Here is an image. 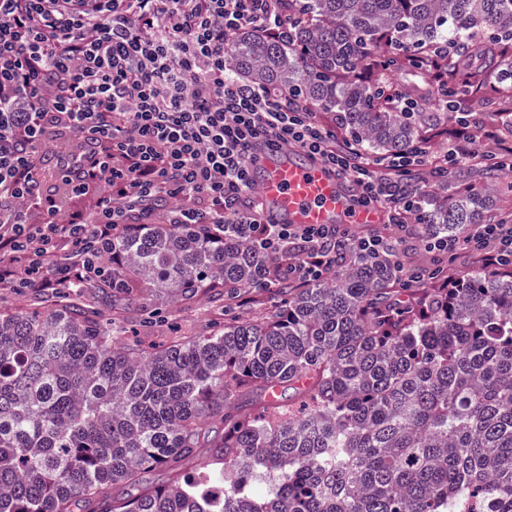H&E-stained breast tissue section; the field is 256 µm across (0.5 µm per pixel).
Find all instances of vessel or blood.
<instances>
[{
    "instance_id": "1",
    "label": "vessel or blood",
    "mask_w": 512,
    "mask_h": 512,
    "mask_svg": "<svg viewBox=\"0 0 512 512\" xmlns=\"http://www.w3.org/2000/svg\"><path fill=\"white\" fill-rule=\"evenodd\" d=\"M251 171L267 211L283 224H377L374 208L354 203L346 182L297 149L257 143Z\"/></svg>"
}]
</instances>
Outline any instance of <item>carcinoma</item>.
<instances>
[{"instance_id":"cac0c4a2","label":"carcinoma","mask_w":512,"mask_h":512,"mask_svg":"<svg viewBox=\"0 0 512 512\" xmlns=\"http://www.w3.org/2000/svg\"><path fill=\"white\" fill-rule=\"evenodd\" d=\"M282 3L288 35L240 30L230 66L335 113L369 153L405 155L441 112L512 90V0ZM434 59L435 111H397L386 74L428 78ZM436 186L419 242L494 223L481 189ZM401 257L342 251L330 277L296 287L237 224H144L102 249L104 278L0 310V512H512V268L450 281L436 265L399 288ZM267 276L272 310L256 319L118 341L137 298L225 302ZM157 468L164 485L145 479ZM114 485L132 493L105 496Z\"/></svg>"}]
</instances>
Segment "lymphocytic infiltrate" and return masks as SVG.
Returning a JSON list of instances; mask_svg holds the SVG:
<instances>
[{
  "label": "lymphocytic infiltrate",
  "mask_w": 512,
  "mask_h": 512,
  "mask_svg": "<svg viewBox=\"0 0 512 512\" xmlns=\"http://www.w3.org/2000/svg\"><path fill=\"white\" fill-rule=\"evenodd\" d=\"M244 28L286 36L281 0H0V288L103 276L96 248L170 202L171 224H243L294 284L327 277L337 251L402 239L411 188L472 164L469 128L440 129L407 155L354 146L287 88L237 80L226 49ZM83 140L65 151L57 132ZM331 168L378 208V230L264 221L250 159L256 141ZM63 175L66 196L44 181ZM476 263L512 262V224L479 225Z\"/></svg>",
  "instance_id": "f902f5d3"
}]
</instances>
